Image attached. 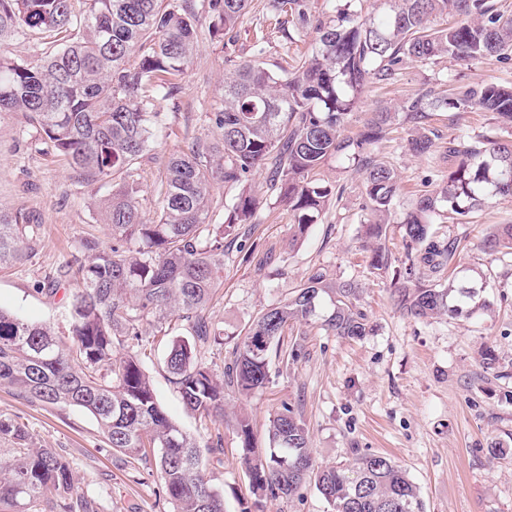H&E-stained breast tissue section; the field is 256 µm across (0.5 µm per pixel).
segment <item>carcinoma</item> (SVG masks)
<instances>
[{
  "label": "carcinoma",
  "mask_w": 512,
  "mask_h": 512,
  "mask_svg": "<svg viewBox=\"0 0 512 512\" xmlns=\"http://www.w3.org/2000/svg\"><path fill=\"white\" fill-rule=\"evenodd\" d=\"M250 2L209 0L212 34L233 38ZM355 2L325 0L315 16L307 0H269L286 40H294L288 17L314 25L311 54L281 77L257 59L264 37L255 38L256 58L224 78L212 138H193L170 154L159 209L148 217L132 177L161 124L155 101L178 89L197 50L196 15L180 0H0V113H23L74 172L121 180L100 208L112 244L87 238L68 265L76 285L67 334L0 310V386L31 402L91 413L110 448L133 465L156 467L171 512H224V494L209 483L199 443L167 416L128 344L142 336L143 321L153 319L157 333L171 337L168 381L184 406L205 418L224 415V386L249 394L269 384L273 345L291 323L318 318L325 330L349 339L370 331L353 303L357 285L316 271L234 337V359L224 371L202 361L199 348L223 340L207 310L223 284L224 243L238 240L241 225L255 223L260 200L253 177L267 174L268 190L293 213L299 239L336 195L321 178L326 163L382 142L399 115L415 126L408 146L416 156L435 154L438 135L426 124L450 105L490 112L501 130H512V85L482 82L455 86L448 97L426 93L397 111L377 107L366 113L357 139L342 137L363 89L389 83L409 63L446 57L471 66L488 56L512 58V15L494 0H378L377 11L364 17ZM32 34L54 44L39 63L10 52L12 42ZM439 159L453 160L447 181L397 219L394 169L371 158L363 166L370 268L391 265L383 241L396 220L407 253L391 297L413 319L457 316L465 304L464 290L450 306L449 289L415 281L416 263L441 269L459 247L455 238L436 242L431 225L449 211L463 215L492 196L512 195V141L454 138ZM218 181L238 189L221 222L212 216ZM39 230L22 213L0 208V267L33 257ZM484 246L512 250V224L496 225ZM176 319L187 322L185 332ZM28 437L23 424L0 419V439L18 445L12 460L0 463V502L14 512H96L92 499L75 491L66 459L54 448L28 447ZM239 438L258 498H290L309 480L327 512H425L419 487L385 455L316 464L308 430L288 406L270 420L266 451L257 450L244 420Z\"/></svg>",
  "instance_id": "obj_1"
}]
</instances>
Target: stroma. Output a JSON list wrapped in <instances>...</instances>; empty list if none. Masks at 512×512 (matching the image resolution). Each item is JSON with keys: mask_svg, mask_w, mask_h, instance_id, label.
Returning a JSON list of instances; mask_svg holds the SVG:
<instances>
[{"mask_svg": "<svg viewBox=\"0 0 512 512\" xmlns=\"http://www.w3.org/2000/svg\"><path fill=\"white\" fill-rule=\"evenodd\" d=\"M200 20L198 51L180 89L157 99L162 126L147 154L139 200L147 214L158 205V187L167 156L184 141L204 138L220 106L224 75L231 64L250 59L256 32L265 35L266 68L284 74L295 55L311 51L317 34L303 30L292 47L270 18L268 0H251L235 40L212 36L208 0H187ZM459 84L512 83V63L497 58L463 66L450 61L411 63L387 85L372 84L349 117L346 135H354L365 112L397 107L431 90L442 80ZM439 143L458 136H498L490 113L451 108L429 121ZM412 126L398 121L388 140L369 147L367 156L386 162L401 187L395 212H402L426 188H437L448 172L438 158L417 157L407 147ZM360 163L340 158L323 168L324 179L336 185L325 214L301 239L294 240L286 206L266 197L265 175L253 188L265 199L255 223L245 225L248 247L224 249V283L211 317L226 340L210 345L201 357L216 370L233 358V335L247 328L269 305L287 299L317 270L328 279L355 281L356 306L372 326L356 341L338 338L319 323L290 324L280 340L296 350L294 360H270V382L250 396L224 392V417L201 419L187 410L168 382L165 344L154 339L151 325H142L143 366L166 414L206 444L222 433L221 459H205L211 484L224 493V512L252 507L242 461L237 419L247 416L257 448L269 445L270 419L290 405L309 431V448L317 463H345L356 453L391 457L419 486L426 512H512V255L488 254L483 241L498 224H512V197L496 196L460 222L436 224V239L458 238L460 245L447 271L433 275L429 267L417 277L438 280L445 288L472 289L471 315L426 320L403 317L390 299L391 273L368 269L361 235L365 218ZM109 186L78 176L27 118L18 112L0 114V207L18 210L40 227L36 257L0 268V309L65 332V313L73 285L64 272L79 254L87 234L108 240L99 207ZM58 290L46 291L48 282ZM24 423L37 448L57 449L69 462L77 492L92 495L100 512H169L152 468H134L109 448L97 421L76 408H50L27 401L0 387V419Z\"/></svg>", "mask_w": 512, "mask_h": 512, "instance_id": "1", "label": "stroma"}]
</instances>
